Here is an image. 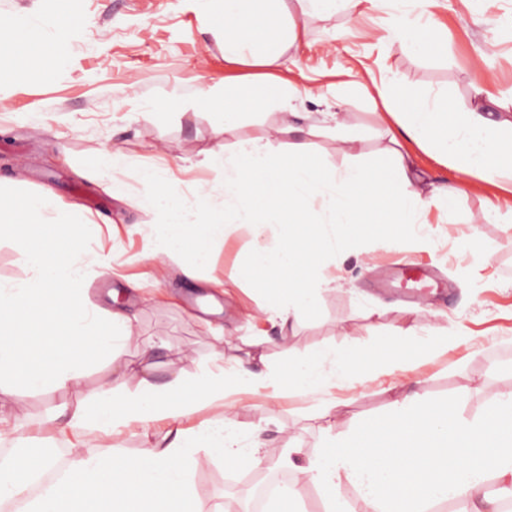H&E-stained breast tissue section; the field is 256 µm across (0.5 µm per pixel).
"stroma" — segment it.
<instances>
[{"instance_id": "obj_1", "label": "stroma", "mask_w": 512, "mask_h": 512, "mask_svg": "<svg viewBox=\"0 0 512 512\" xmlns=\"http://www.w3.org/2000/svg\"><path fill=\"white\" fill-rule=\"evenodd\" d=\"M440 31L439 47L413 54L393 39L392 0H363L328 17L299 21L306 32L282 60L298 94V129L280 131L275 110L245 111L239 125L224 130V105L198 102L200 85L216 91L237 87L274 96L276 86L259 69L224 60V36L215 32L196 0H0V16L76 21L78 34L62 59H45L47 76L0 83V182L23 194L51 192L56 220L98 225L82 251L91 265L85 300L112 308L118 292L132 317L138 341L123 348L134 370L123 388L139 387L138 369L151 382L192 377L222 346L225 366L260 357L259 367L287 378L289 364L327 348L369 356L408 327H427L417 337L415 361L392 375L336 391L342 413L333 428L314 416L313 399L286 396L267 406L260 394L241 395L236 435L248 445L254 424H263V465L251 471L196 449L189 476L206 512H237L248 475L259 480L291 476L284 459L303 464L324 445L361 426L388 417L392 403L416 390L436 402L452 401L459 416L481 414L496 393L512 392V196L490 184L466 189L449 211L431 209L432 247L388 248L373 235L325 254L333 279L316 282L311 308L291 313L279 327L269 313L272 299L251 284L246 258L252 236L233 229L216 244L197 281L186 280L175 262L147 265L160 214L140 204L145 168H170L172 192L200 184L219 185L223 169L210 162L219 145L266 136L272 156L303 142L329 168L355 161L385 162L390 146L380 120L382 106L356 91V84L393 77L417 95H447L455 111L482 110L494 125H512V106L496 96L512 90V0H412ZM151 103L155 114L144 118ZM340 105L356 136L347 146L323 128L324 113ZM319 126L307 136L308 126ZM126 165L114 176L96 172L105 155ZM499 207L497 223L477 224L488 204ZM479 233L485 263L462 249ZM400 258L435 269L441 287L423 289V302H406L399 287L382 288L378 277ZM430 308L423 316L422 308ZM438 352H429V344ZM111 376L106 361L88 364L79 387L22 389L0 394V412L17 416L28 448L70 449L72 435L38 428L39 420L95 391Z\"/></svg>"}]
</instances>
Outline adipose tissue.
<instances>
[{"label": "adipose tissue", "instance_id": "obj_1", "mask_svg": "<svg viewBox=\"0 0 512 512\" xmlns=\"http://www.w3.org/2000/svg\"><path fill=\"white\" fill-rule=\"evenodd\" d=\"M219 2L215 18L224 25L226 62L272 68L296 45L299 33L285 0ZM75 32V27L50 19L1 17L0 57L17 63L7 79H27L39 47L50 42L64 49ZM359 90L380 99L391 119L390 165L366 162L332 170L310 157L301 142L275 158L262 136L210 155L211 162L224 168V196L234 201L239 223L258 235L271 224L286 227L275 247L255 245L249 262L261 273L256 287L274 293V310L284 322L291 311L313 303L312 281L323 275L324 267L302 269V258L317 248H336L326 234L327 224L344 228L349 240L372 233L388 247L413 240L429 245L432 232L420 221L430 206L451 203L462 193L460 177L512 188V132L499 131L480 113L453 111L441 94L418 98L376 82ZM405 142L430 151L451 179L423 191L422 176L400 150ZM142 180L144 205L164 218L144 261L177 260L186 277L197 278L210 262L212 245L228 230L224 209L210 205L212 191L204 185L190 199L171 192L166 169H144ZM194 205L204 212L191 222L187 211ZM57 209L52 194H17L9 209L14 223L0 225V235L16 234L31 272L28 280L0 283V393L80 385L85 366L102 357L109 359L114 377L44 420V429L76 435L78 446L66 476L29 499L25 512H202L188 477L195 449L249 469L262 464L256 450L262 445L263 425L253 428L251 453L240 450L233 434L237 395L264 389L275 396L284 391L319 395L318 415L330 419L340 408L328 397L332 389L412 362L410 343L402 334L393 337L392 350L381 349L371 357L330 349L295 360L284 381L245 365L225 372L218 350L216 369L164 386L145 378L134 395H127L119 380L128 365L117 345L132 340L133 326L123 310L102 314L85 305L82 235L73 224H50ZM191 239L196 246L190 250L186 243ZM205 407L223 408L224 414L194 432L180 428L182 419ZM160 420L169 421L173 431L149 455L132 458L118 448L84 453L103 435L135 424L147 428ZM293 472L281 502L298 501L304 487L315 486L330 495L327 512H344L332 491L345 482L357 489L358 512H428L434 504L455 499L467 503V512H498L497 495L486 482L495 477L502 492L512 493V392L491 396L483 414L472 420L458 417L451 404L412 392L395 400L388 419L323 448L316 461L294 466Z\"/></svg>", "mask_w": 512, "mask_h": 512}]
</instances>
